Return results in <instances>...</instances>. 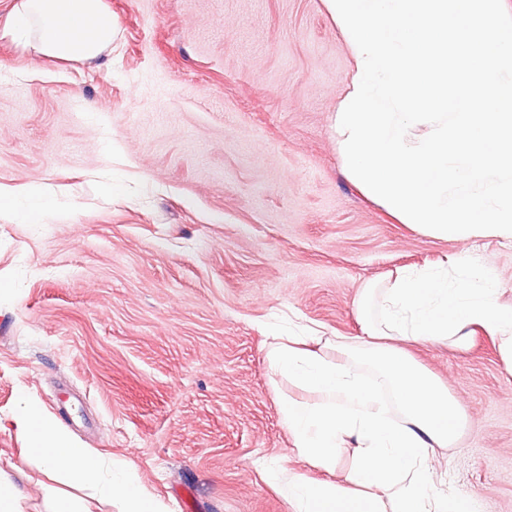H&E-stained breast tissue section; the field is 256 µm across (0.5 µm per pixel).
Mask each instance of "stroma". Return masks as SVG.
<instances>
[{
  "label": "stroma",
  "instance_id": "stroma-1",
  "mask_svg": "<svg viewBox=\"0 0 512 512\" xmlns=\"http://www.w3.org/2000/svg\"><path fill=\"white\" fill-rule=\"evenodd\" d=\"M119 34L96 64L0 41V466L23 512L55 483L25 461L21 399L68 442L134 464L164 512H294L261 469L344 483L292 451L295 389L264 358L275 322L360 333L367 282L476 265L512 307V239L457 242L398 223L345 173L331 118L350 73L323 0H105ZM407 351L465 418L440 494L512 512V374L493 341Z\"/></svg>",
  "mask_w": 512,
  "mask_h": 512
}]
</instances>
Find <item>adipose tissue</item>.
I'll list each match as a JSON object with an SVG mask.
<instances>
[{
    "mask_svg": "<svg viewBox=\"0 0 512 512\" xmlns=\"http://www.w3.org/2000/svg\"><path fill=\"white\" fill-rule=\"evenodd\" d=\"M117 25L104 0H14L0 23V39L67 63L110 52ZM498 284L479 267L456 279L443 270H403L383 287L369 286L361 334L331 341L309 330L299 336L271 331L265 358L271 369L312 402L281 399L279 409L298 456L331 470L336 451L354 438L357 467L345 485L304 475L282 479L296 512H474L464 494L435 491L438 449L452 447L462 430L455 399L438 378L400 349L403 341L436 339L459 348L482 334L494 340L512 371V309L498 302ZM16 421L28 443L26 458L74 488H90L120 504V512H160L134 475L64 443L54 419L22 404Z\"/></svg>",
    "mask_w": 512,
    "mask_h": 512,
    "instance_id": "1",
    "label": "adipose tissue"
}]
</instances>
